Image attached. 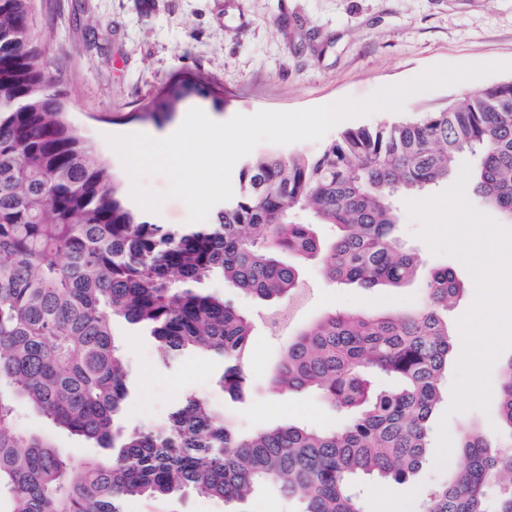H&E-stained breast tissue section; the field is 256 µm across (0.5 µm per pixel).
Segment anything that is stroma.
<instances>
[{"label": "stroma", "mask_w": 512, "mask_h": 512, "mask_svg": "<svg viewBox=\"0 0 512 512\" xmlns=\"http://www.w3.org/2000/svg\"><path fill=\"white\" fill-rule=\"evenodd\" d=\"M35 31L49 71L61 80L68 115L84 139L116 171L124 165L112 137L155 130L139 113L170 83L194 80L179 104L224 118L263 110L294 111L330 99L363 101L437 65L501 64V71L408 97L402 115L428 112L448 99L512 79V0H35ZM421 219L401 207L396 235L423 268L454 271L463 291L448 310L457 324L475 298L474 281L456 258L433 254L420 238ZM312 297L294 316L299 328L330 310L384 314L411 310L417 283L398 288L337 286L322 264L301 268ZM289 332L270 334L257 322L242 398L216 384L218 365L199 355L178 371L155 367L151 343H130L134 384L126 406L132 424L164 421L171 403L191 393L231 414L241 431L294 422L321 429L345 414L321 396L287 392L272 382ZM448 479L425 464L410 483H368L367 512H421L423 494ZM128 512H226L223 501L197 494L179 500L136 498Z\"/></svg>", "instance_id": "1"}]
</instances>
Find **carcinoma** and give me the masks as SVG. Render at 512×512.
I'll return each mask as SVG.
<instances>
[{
	"mask_svg": "<svg viewBox=\"0 0 512 512\" xmlns=\"http://www.w3.org/2000/svg\"><path fill=\"white\" fill-rule=\"evenodd\" d=\"M35 0H0V512H127L131 498L224 500L271 486L296 512H365L364 478L405 480L427 462L463 291L448 268L423 271L395 235L398 203L448 182L474 158L471 192L512 221V80L417 118L346 129L315 152L249 155L212 222L176 230L129 201L123 180L72 124L34 34ZM185 90L161 92L139 120L173 114ZM362 288L416 281L424 301L381 315L329 312L298 329L274 369L289 392L345 410L331 430L282 424L249 435L182 395L156 426L122 419L131 394L123 319L158 366L217 359L219 388L248 384L254 321L206 284L221 276L268 303L302 290L301 267ZM23 403L99 450L79 461L15 423ZM506 441L467 428L458 466L426 491L422 512H512V359L502 370Z\"/></svg>",
	"mask_w": 512,
	"mask_h": 512,
	"instance_id": "1",
	"label": "carcinoma"
}]
</instances>
